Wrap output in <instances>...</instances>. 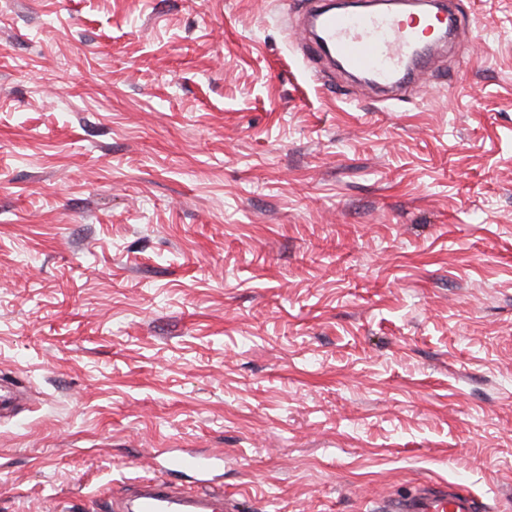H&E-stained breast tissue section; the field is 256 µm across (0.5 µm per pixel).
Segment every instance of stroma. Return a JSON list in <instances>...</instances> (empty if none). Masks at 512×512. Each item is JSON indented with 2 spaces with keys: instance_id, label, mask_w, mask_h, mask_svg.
I'll use <instances>...</instances> for the list:
<instances>
[{
  "instance_id": "35a3bbf8",
  "label": "stroma",
  "mask_w": 512,
  "mask_h": 512,
  "mask_svg": "<svg viewBox=\"0 0 512 512\" xmlns=\"http://www.w3.org/2000/svg\"><path fill=\"white\" fill-rule=\"evenodd\" d=\"M408 100L319 0H0V512L169 448L239 512H512V0ZM388 512H477L474 496L466 489L429 487L409 499L396 500Z\"/></svg>"
}]
</instances>
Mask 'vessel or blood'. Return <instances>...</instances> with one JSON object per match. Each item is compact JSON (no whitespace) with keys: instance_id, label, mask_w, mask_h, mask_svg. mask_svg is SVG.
<instances>
[{"instance_id":"1","label":"vessel or blood","mask_w":512,"mask_h":512,"mask_svg":"<svg viewBox=\"0 0 512 512\" xmlns=\"http://www.w3.org/2000/svg\"><path fill=\"white\" fill-rule=\"evenodd\" d=\"M452 14L432 13L415 19L370 12H322L315 18L316 40L329 48L350 72L370 78L385 89H403L409 74L422 73L416 57L421 44L439 27L454 24ZM165 471L193 473L201 484L182 491L159 478L142 480L135 488L134 512H236L231 494L216 493L203 482L211 463L191 453L170 456ZM474 496L465 489L429 487L408 499L396 500L388 512H477Z\"/></svg>"}]
</instances>
